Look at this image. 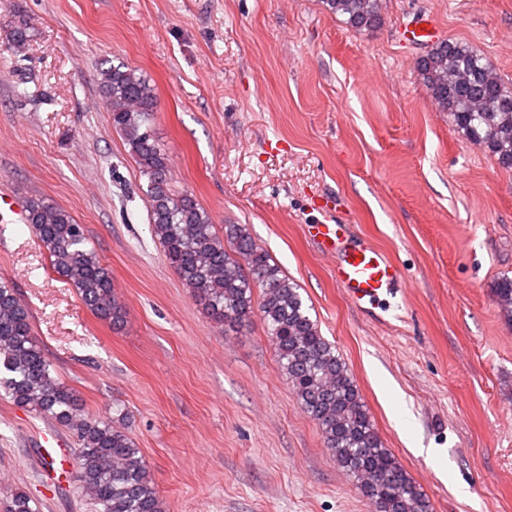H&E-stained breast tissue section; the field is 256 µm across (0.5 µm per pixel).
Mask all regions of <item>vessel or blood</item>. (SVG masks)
I'll return each instance as SVG.
<instances>
[{
  "instance_id": "obj_1",
  "label": "vessel or blood",
  "mask_w": 512,
  "mask_h": 512,
  "mask_svg": "<svg viewBox=\"0 0 512 512\" xmlns=\"http://www.w3.org/2000/svg\"><path fill=\"white\" fill-rule=\"evenodd\" d=\"M305 234L322 253L335 258L336 282L353 302H380L401 278L399 268L381 251L352 242L347 225L320 221L306 225ZM42 440L43 458L49 467L68 472L70 454L61 438L47 432Z\"/></svg>"
}]
</instances>
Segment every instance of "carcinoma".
<instances>
[{
	"label": "carcinoma",
	"instance_id": "obj_1",
	"mask_svg": "<svg viewBox=\"0 0 512 512\" xmlns=\"http://www.w3.org/2000/svg\"><path fill=\"white\" fill-rule=\"evenodd\" d=\"M380 0H324L329 12L358 31L381 21ZM418 68L434 102L454 117L470 141L512 168V87L467 44L440 41ZM100 106L110 114L147 178L152 231L183 284L217 324L248 325L259 314L275 356L302 408L318 425L338 466L356 482L376 512H430L426 494L381 440L344 360L321 335L297 285L259 247L243 224L219 231L196 198L171 188L169 159L153 138L148 116L157 106L153 85L119 63L101 71ZM27 223L62 277L100 320L116 327L126 311L112 273L87 246L83 225L55 203L35 197ZM261 292L254 303L253 289ZM500 316L512 322V278L494 288ZM0 396L53 418L79 445L78 493L98 512H161L150 468L126 428L83 413L73 389L54 376L32 334L30 314L0 280ZM6 512H36L24 492L11 494Z\"/></svg>",
	"mask_w": 512,
	"mask_h": 512
}]
</instances>
